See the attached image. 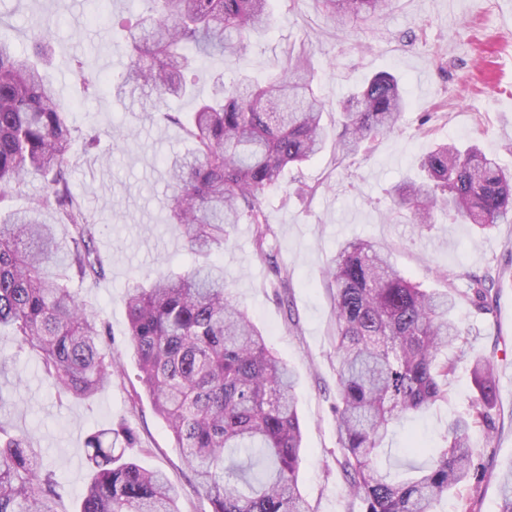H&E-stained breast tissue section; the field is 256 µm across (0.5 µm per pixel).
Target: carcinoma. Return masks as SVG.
<instances>
[{"label":"carcinoma","mask_w":512,"mask_h":512,"mask_svg":"<svg viewBox=\"0 0 512 512\" xmlns=\"http://www.w3.org/2000/svg\"><path fill=\"white\" fill-rule=\"evenodd\" d=\"M147 11L121 23L126 77L109 86L118 98L182 99L194 94L188 76L199 56H242L253 34L270 25L269 0H142ZM392 0H322L341 28L387 11ZM48 35L34 36L33 54L0 36V200L27 179L43 182L29 206L0 219V328L39 355L59 396L88 400L125 369L105 343L96 311L71 288L105 275L95 248L96 222L72 194L67 159L75 151L70 111L40 62ZM306 61L270 75L243 78L196 104L185 134L193 148L163 160L175 190L171 223L191 250L224 248L227 227L253 226L256 249L276 250L267 192L286 169L319 154L330 132L326 103L306 79ZM408 107L397 79L374 76L339 104L336 151L368 155L373 142L397 129ZM422 175L391 192L389 214L411 224L434 223L442 208L485 231L512 223V171L470 146L439 145L421 162ZM68 227V247L45 215ZM332 290L336 354L337 460L362 512H436L451 493L460 512H474L460 488H478L481 455L470 434L496 429L497 379L487 357L469 354L456 319L463 302L492 310V280L471 275L462 290H426L399 271L372 240H357L326 270ZM126 309L139 381L166 422L175 447L195 474L211 512H309L298 486L303 456L296 376L267 346L231 298L224 268L204 262L184 273L136 278ZM456 359L441 358L449 348ZM466 362L476 396L450 424L445 446L416 474L388 480L376 464L392 425L448 396V381ZM126 431L101 430L86 443L91 478L78 512H180L166 476L124 456ZM55 471L24 435L0 425V512H58ZM500 512H512V464L501 473Z\"/></svg>","instance_id":"1"}]
</instances>
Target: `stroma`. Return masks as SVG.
<instances>
[{"label":"stroma","mask_w":512,"mask_h":512,"mask_svg":"<svg viewBox=\"0 0 512 512\" xmlns=\"http://www.w3.org/2000/svg\"><path fill=\"white\" fill-rule=\"evenodd\" d=\"M143 8L142 0H0V32L18 49L30 50L33 31L47 29L52 64L46 76L73 114L75 137L100 133L98 145L75 153L68 165L70 189L97 223L95 247L106 269L104 277L80 283L78 296L105 323L106 342L124 361L125 373L92 400L61 397L38 356L0 345V356L9 359L0 372V422L26 435L40 448L44 467L56 472L59 512H77L89 481L86 441L108 428L130 432L126 456L169 477L181 512H211L137 379L128 336V283L160 264L181 273L200 260L169 220L174 189L162 160L187 148L181 126L140 101L116 100L106 89L126 73L118 21L136 18ZM272 10L270 29L248 54L208 55L196 77V98L170 102V110L193 111L197 98L213 93L215 78L261 81L301 53L310 60L313 89L331 107L324 116L328 125L336 123L334 106L381 72L398 77L409 100L397 130L378 138L368 156L344 161L327 145L302 168L311 194L298 191L289 170L287 194L269 197L287 289L275 287L251 225H233L224 249L212 256L224 267L233 299L296 375L301 492L311 512H360L337 464L334 311L324 271L345 244L369 238L421 287L461 289L470 274L495 281L491 313L464 306L459 316L474 350L496 367V435L476 431L471 440L486 463L475 512H499V475L512 463V224L482 232L439 214L433 224L419 226L389 219L387 208L391 186L419 175L422 159L442 142L478 145L512 168V0H393L387 13L343 31L321 0H273ZM80 64L97 77L99 90H84L76 75ZM474 395L469 367L460 364L447 401L394 426L384 469L403 475L410 439L439 447L449 421L466 412Z\"/></svg>","instance_id":"1"}]
</instances>
